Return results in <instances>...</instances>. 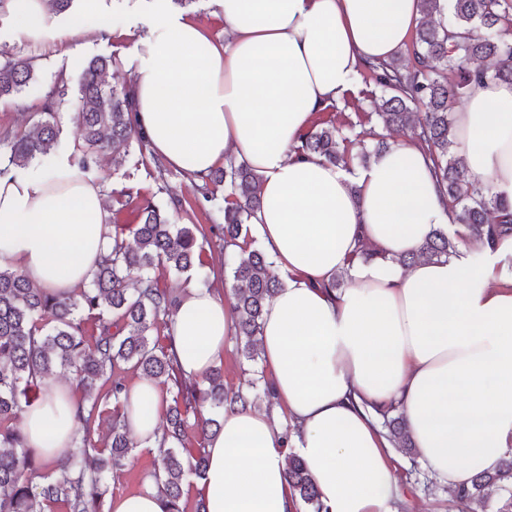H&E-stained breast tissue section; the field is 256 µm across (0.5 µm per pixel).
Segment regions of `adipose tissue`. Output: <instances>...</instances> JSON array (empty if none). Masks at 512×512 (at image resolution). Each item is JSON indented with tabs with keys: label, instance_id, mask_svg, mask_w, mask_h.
Segmentation results:
<instances>
[{
	"label": "adipose tissue",
	"instance_id": "1",
	"mask_svg": "<svg viewBox=\"0 0 512 512\" xmlns=\"http://www.w3.org/2000/svg\"><path fill=\"white\" fill-rule=\"evenodd\" d=\"M149 37L135 42L129 95L154 156L202 180L227 157L260 176L252 225L282 287L266 305L259 349L275 415L224 413L198 488L206 512H296L289 452L304 461L323 512H397L400 487L380 410L395 404L421 460L449 489L512 454V274L477 242L422 260L419 248L452 214L420 146L401 140L352 171L298 153L315 113L336 104L362 65L390 60L420 18L419 0H215L217 41L152 0ZM18 31L56 38L47 0H7ZM468 176L512 203V84L471 86L455 114ZM102 186L68 156L52 170L0 176V266L35 286L89 283L112 245ZM378 254L355 258L359 243ZM347 285L334 288L337 274ZM236 314L211 288H193L173 316L180 368L201 379L234 334ZM73 383L27 411L28 445L48 462L69 447ZM163 390H129L128 423L152 439Z\"/></svg>",
	"mask_w": 512,
	"mask_h": 512
}]
</instances>
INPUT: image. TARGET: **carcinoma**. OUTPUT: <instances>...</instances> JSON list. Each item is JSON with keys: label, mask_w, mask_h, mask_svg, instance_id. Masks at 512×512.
Here are the masks:
<instances>
[{"label": "carcinoma", "mask_w": 512, "mask_h": 512, "mask_svg": "<svg viewBox=\"0 0 512 512\" xmlns=\"http://www.w3.org/2000/svg\"><path fill=\"white\" fill-rule=\"evenodd\" d=\"M422 18L405 49L388 62H369L364 70L383 96L376 116L388 132L411 131L429 160L438 190L467 234L438 227L419 249L402 260H441L457 254L472 238L496 250L512 238V206L493 194L489 183L466 178L456 152L450 114L461 95L488 79L512 83V0H420ZM117 65L112 58H93L78 80L80 105L76 112L84 140L78 158L86 170L95 156L112 152L125 161L132 142L144 138L133 126L132 100L127 89L106 83L104 75ZM29 58L0 52V98L22 91L32 80ZM67 94L61 79L43 111L25 132L0 133V176L17 173L37 158L54 151L59 136L55 108ZM361 142L351 123H333L302 136L299 152L328 163L351 167L349 146ZM259 175L244 161L228 160L197 188L201 205L216 200L224 187V247L231 266L235 339L249 361L255 360L264 307L281 287L268 255L239 243L243 228L261 208ZM197 236L190 227L178 228L165 212L148 203L140 221L115 227L111 249L103 254L89 285L52 293L34 288L18 271L0 267V512H103L110 483L128 465L134 442L129 437L124 402L128 387L123 366L160 384L173 381L175 391L163 410L155 437L157 468L152 472L168 512H184V483L201 477L207 468L204 445L187 447L192 433L207 441L222 429L224 408H247L253 399L224 391L222 369L214 367L203 383L179 381L180 372L171 331V315L180 301L158 286L151 275L161 266L175 274L194 267ZM167 332L166 344L158 334ZM55 373L68 374L82 393L74 411L73 446L52 464L36 459L25 446L19 420L40 401L37 389ZM105 393H99L100 385ZM108 423L105 447L98 459L91 434ZM389 441L412 449L410 431L398 407L383 411ZM289 485L298 502L310 512H322L318 491L302 459L287 456ZM498 512H512V455L490 471H475L471 483L454 491L459 512H485L493 498Z\"/></svg>", "instance_id": "obj_1"}]
</instances>
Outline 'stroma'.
<instances>
[{"instance_id":"1","label":"stroma","mask_w":512,"mask_h":512,"mask_svg":"<svg viewBox=\"0 0 512 512\" xmlns=\"http://www.w3.org/2000/svg\"><path fill=\"white\" fill-rule=\"evenodd\" d=\"M148 19V0H102L100 15L86 18L81 34L71 33L72 16L66 13L57 18V40L34 43L17 31L9 13H1L0 49L33 58L35 70L33 79L21 92L0 98V129L24 130L29 120L42 110L59 74L69 75V91L59 108L61 134L58 147L70 156H78L84 142L74 121L79 93L78 81L72 78V71L94 57H112L118 65L109 71L110 85L120 89L128 86L134 68L131 50L136 37L146 34ZM102 21L122 30V37L111 41L99 39L95 29ZM373 88L368 73L360 72L345 99L316 113L311 119V127L347 120L360 125L366 147H373L381 132L376 122L367 117L372 109L369 93ZM156 166L150 150L134 144L122 166H115L111 155H101L86 174L98 181L105 192L123 190L130 194L127 206L109 208L108 224L138 223L142 206L152 203L167 211L171 223L205 226L207 232L200 239L198 261L207 273L212 274L214 288L225 289L231 283V271L221 253L218 234L213 230L214 225L222 223V216L215 208L203 210L197 206L195 181L190 175L171 168L160 174ZM217 365L223 371L225 389L233 391L248 389L258 372L265 369L262 361H246L233 341L225 345ZM392 455L402 492L398 512H458L447 484L439 481L418 455L398 448L393 449Z\"/></svg>"}]
</instances>
